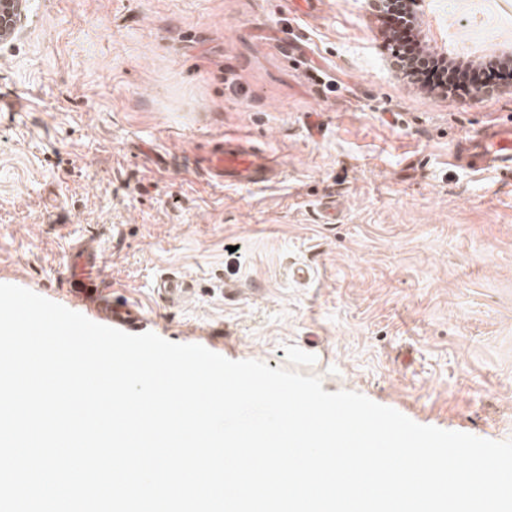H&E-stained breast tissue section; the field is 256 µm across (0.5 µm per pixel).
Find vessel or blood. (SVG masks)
Returning a JSON list of instances; mask_svg holds the SVG:
<instances>
[{
	"label": "vessel or blood",
	"instance_id": "obj_1",
	"mask_svg": "<svg viewBox=\"0 0 512 512\" xmlns=\"http://www.w3.org/2000/svg\"><path fill=\"white\" fill-rule=\"evenodd\" d=\"M453 160L459 168L482 173H512V119L484 125L472 135L458 140ZM196 166L209 182L224 187L251 188L276 181L280 163L276 156L260 149L243 135L218 136ZM106 259L91 244L79 246L67 261L66 308L93 322L121 331L137 330L141 321L138 308L129 302L112 303L102 297L105 282L101 274Z\"/></svg>",
	"mask_w": 512,
	"mask_h": 512
}]
</instances>
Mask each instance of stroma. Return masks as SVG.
Listing matches in <instances>:
<instances>
[{"mask_svg":"<svg viewBox=\"0 0 512 512\" xmlns=\"http://www.w3.org/2000/svg\"><path fill=\"white\" fill-rule=\"evenodd\" d=\"M382 31L375 0H26L0 40V283L60 293L91 238L141 332L512 439V174L450 162L512 118V81L428 93ZM225 133L281 180L209 184L191 155Z\"/></svg>","mask_w":512,"mask_h":512,"instance_id":"1","label":"stroma"}]
</instances>
